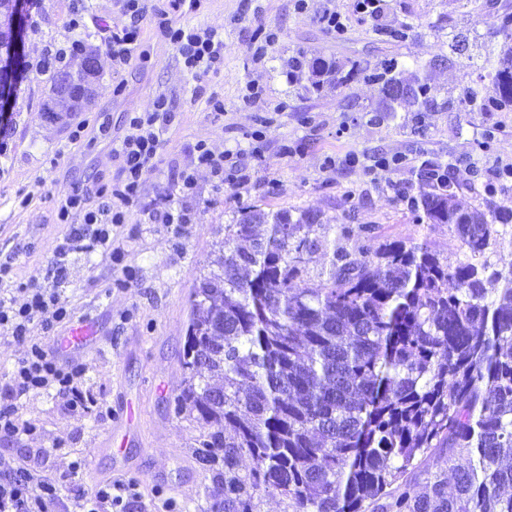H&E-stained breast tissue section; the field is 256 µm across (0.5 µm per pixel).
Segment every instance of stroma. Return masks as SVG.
<instances>
[{"mask_svg": "<svg viewBox=\"0 0 512 512\" xmlns=\"http://www.w3.org/2000/svg\"><path fill=\"white\" fill-rule=\"evenodd\" d=\"M483 2L384 0L372 18L354 12L351 0H309L303 12L295 9V0H203L189 19L223 31L226 46L224 70L208 82L209 91L224 104L219 121L211 116L205 97L193 96V81L150 17L142 23L139 56L119 72L104 64L97 95L74 119L51 124L42 111L50 93L48 75L21 76L11 104L10 153L0 160L5 168L0 176V259L12 258L15 279L45 272L51 246L62 231L44 193L76 181L110 179L119 165L112 143L125 134L128 112L149 107L158 94L173 99L175 112L143 199L158 198L171 175L185 168L194 170L196 188L174 203L187 216L179 234L134 213L115 241L122 264L98 255H70L60 289L75 320L95 323V340L78 357L94 404L66 415L60 397L21 398L22 416L37 433L0 439V457L18 458L29 449L46 448V469L74 478L78 487L89 489L107 479L133 481L140 499L129 512H165L169 507L174 512H212L224 495L212 472L195 458L200 429L193 419L176 417L170 400L184 376L180 352L189 298L217 255L225 224L242 205L309 209L325 224L350 218L375 225L381 243L424 237L449 263L463 260L447 225L413 224L396 192L416 183L426 162L444 168L467 156L477 160L482 178L512 164V112H472L456 102L463 89L489 83L477 66L448 48L457 33L467 36L471 55L498 42ZM327 5L345 15L343 34L318 22ZM78 8L86 11L89 41L96 46L102 27L121 22L114 0H38L37 24L24 31V65L41 60L48 45L68 39L67 22ZM395 20L412 22L415 35L402 42L382 41L377 28ZM271 29L278 38L265 61L255 63L253 47ZM301 52L341 65L355 59L375 62L391 54L408 74L417 62L443 58L435 79L438 105L419 115L400 111L370 122L367 111L379 103L376 88L356 79L338 90L307 93L286 66ZM251 83L262 86L263 93L248 100L245 87ZM102 116L109 122V137L70 142L76 125L95 124ZM259 128L263 137L253 138ZM200 141L219 150L238 144L252 149L246 160L248 184L216 188L209 171L195 162L193 147ZM58 149L64 152L59 166L45 172V155ZM352 152L368 158L402 154L406 161L390 171L344 166V155ZM329 156L337 159L336 167H325ZM21 190L34 194L28 206L19 204L16 194ZM126 265L136 272L127 285L122 282ZM129 406L135 417L117 435L122 451L103 452L100 444L114 425V414Z\"/></svg>", "mask_w": 512, "mask_h": 512, "instance_id": "35a3bbf8", "label": "stroma"}]
</instances>
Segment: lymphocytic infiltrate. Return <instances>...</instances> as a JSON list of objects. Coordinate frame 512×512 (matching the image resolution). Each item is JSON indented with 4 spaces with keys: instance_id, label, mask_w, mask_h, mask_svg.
<instances>
[{
    "instance_id": "lymphocytic-infiltrate-1",
    "label": "lymphocytic infiltrate",
    "mask_w": 512,
    "mask_h": 512,
    "mask_svg": "<svg viewBox=\"0 0 512 512\" xmlns=\"http://www.w3.org/2000/svg\"><path fill=\"white\" fill-rule=\"evenodd\" d=\"M123 17L120 26L104 30L102 46L113 66L121 69L131 63L139 48L141 23L153 14L161 36L176 50L184 69L196 82L195 95H204L206 82L224 68V35L211 27H197L184 16L196 9L198 0H164L162 7L149 9L147 0H117ZM173 104L166 95L155 97L150 107L130 112L128 127L112 152L119 160L115 177L107 182L73 183L54 196L53 206L63 236L52 247L49 270L54 279H63L71 253L105 255L121 263L120 251L112 242L125 226L131 211H138L149 222L179 233L185 216L170 205L175 196L195 190V178L181 171L170 184L162 203L143 204L147 176L156 170L163 145L162 135L172 118ZM197 163L209 169L216 186L245 185L249 180L244 163L245 148L215 151L197 142ZM71 308L59 292L47 290L40 276L14 279L10 262L0 263V331L20 342L24 351L8 372L0 394V436L33 434L35 428L24 421L16 405L18 398L56 393L65 396V410L85 409L82 394L86 371L82 364L56 346H48L45 336L70 321ZM132 482L105 481L93 490H77L62 498L56 478L41 474L27 459H0V512H128L138 499Z\"/></svg>"
}]
</instances>
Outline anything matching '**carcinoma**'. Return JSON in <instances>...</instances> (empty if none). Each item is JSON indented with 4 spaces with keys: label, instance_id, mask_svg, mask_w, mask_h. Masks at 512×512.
Returning a JSON list of instances; mask_svg holds the SVG:
<instances>
[{
    "label": "carcinoma",
    "instance_id": "cac0c4a2",
    "mask_svg": "<svg viewBox=\"0 0 512 512\" xmlns=\"http://www.w3.org/2000/svg\"><path fill=\"white\" fill-rule=\"evenodd\" d=\"M485 7L502 42L484 48V96H459L478 112L512 107V3ZM12 21L0 0V56ZM412 31L377 29L399 41ZM437 66L417 65L412 80L393 58L292 70L316 91L354 76L375 85L377 123L428 111ZM50 82L62 112L91 101ZM457 188L443 180L410 198L413 223L448 225L469 254L455 265L425 238L374 250L375 226L304 209L250 205L224 225V262L191 295L175 397L200 424L196 455L224 485V512H257L263 495L291 512H512V265L478 261L501 245L512 205L465 207Z\"/></svg>",
    "mask_w": 512,
    "mask_h": 512
}]
</instances>
